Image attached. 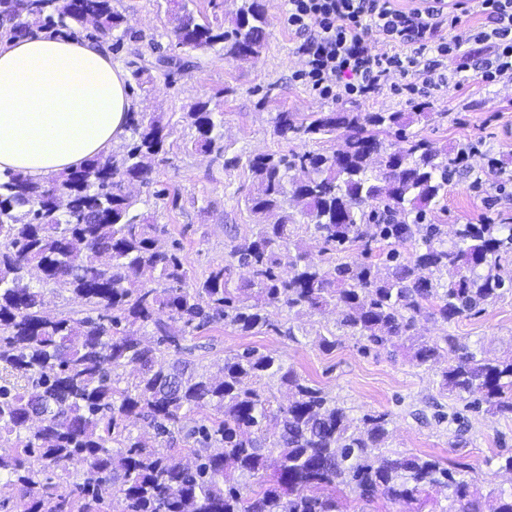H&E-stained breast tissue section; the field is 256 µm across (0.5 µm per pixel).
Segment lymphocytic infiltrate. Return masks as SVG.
I'll return each instance as SVG.
<instances>
[{
  "mask_svg": "<svg viewBox=\"0 0 512 512\" xmlns=\"http://www.w3.org/2000/svg\"><path fill=\"white\" fill-rule=\"evenodd\" d=\"M289 32L301 37V80L320 97L336 102L382 89L412 96L446 82L441 58L456 56L468 71L466 47L485 46L482 77L512 74V0H286ZM483 18L466 26L463 8ZM449 38H441V28Z\"/></svg>",
  "mask_w": 512,
  "mask_h": 512,
  "instance_id": "1",
  "label": "lymphocytic infiltrate"
}]
</instances>
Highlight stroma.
<instances>
[{"instance_id": "stroma-1", "label": "stroma", "mask_w": 512, "mask_h": 512, "mask_svg": "<svg viewBox=\"0 0 512 512\" xmlns=\"http://www.w3.org/2000/svg\"><path fill=\"white\" fill-rule=\"evenodd\" d=\"M270 23L266 46L258 57L226 61L219 49L193 52L173 73L152 71L151 81L131 87L137 111L181 112L199 100L217 99L224 114L226 156L342 149V137L317 142L283 138L273 132L279 112L303 116L311 112H408L407 97L384 89L369 98L339 103L319 98L295 74L305 64L301 39L284 22V0H265ZM116 6L134 28L154 35L168 47L175 7L171 0H117ZM448 83L425 94L434 118L412 130L452 150L466 149L467 169L456 176L427 221L453 232L459 224L512 222V79L483 84L475 71L443 66ZM194 131L175 125L167 142L166 163L154 166L150 182L134 184L142 212L153 215L164 245H176L194 275L221 263L229 229L250 234L256 222L244 198L254 190L248 169H225L224 159L185 150ZM271 320L292 328V335L272 331L247 335L215 324L183 342L184 358L199 370L219 374L225 357L247 347L273 353L302 378L336 398L351 418L386 413L389 431L384 452L439 460L445 467L476 479L482 512H494L498 491L512 490V471L502 468L512 455V419L482 406H468L440 387L441 363L415 366L406 351L364 350L356 336H340L333 351L319 340L337 334L340 312L290 315L270 309ZM417 332L428 337L448 334L481 349L490 359L512 357V293L486 305L475 315L453 323L420 320Z\"/></svg>"}]
</instances>
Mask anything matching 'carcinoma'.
Wrapping results in <instances>:
<instances>
[{
  "label": "carcinoma",
  "mask_w": 512,
  "mask_h": 512,
  "mask_svg": "<svg viewBox=\"0 0 512 512\" xmlns=\"http://www.w3.org/2000/svg\"><path fill=\"white\" fill-rule=\"evenodd\" d=\"M34 26L83 32L116 50L126 38L144 41L114 0H0L1 35L21 37ZM267 26L263 0H241L227 23L183 6L169 50L149 42L151 61L131 52L130 80L140 87L151 69H179L191 51L219 47L227 61L258 55ZM432 119L425 105L276 113L278 136L317 142L341 134L346 148L248 158L255 192L244 204L278 218L249 236L229 235L224 262L201 278L162 245L161 229L125 183H149L174 122L195 130L192 150L225 155L224 113L210 101L167 118L130 113V142L74 171L44 180L0 175V436L17 439L0 451V481L17 491L0 509L109 512L116 499L120 512H345L348 490L406 505L434 492L450 502L448 512H479L473 480L438 460L372 453L388 437L387 414L355 425L271 353L246 348L224 359L220 377L165 354L220 322L246 334L276 331L269 307L300 314L334 306L347 335L404 347L417 366L450 354L440 386L512 418V359H487L456 336L415 333L420 319L451 323L512 292L504 266L512 224H460L448 242L440 225L425 223L466 156L408 132ZM307 236L320 243L319 257L304 246ZM413 241L419 252L407 261L400 247ZM379 242L388 245L380 269L340 258L355 244L370 254ZM242 267L251 278L237 277ZM48 290L69 294L76 308L43 315ZM147 328L156 340L144 344L138 332ZM263 378L288 389V405L273 412L247 387ZM191 413L202 414L184 433L193 441L191 466L146 448L128 429L139 418L165 439ZM76 456L86 464L80 479L69 470ZM229 470L237 473L232 484Z\"/></svg>",
  "instance_id": "1"
}]
</instances>
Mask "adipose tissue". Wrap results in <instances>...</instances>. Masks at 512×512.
<instances>
[{"label":"adipose tissue","instance_id":"1","mask_svg":"<svg viewBox=\"0 0 512 512\" xmlns=\"http://www.w3.org/2000/svg\"><path fill=\"white\" fill-rule=\"evenodd\" d=\"M132 109L104 45L39 30L0 44V174L44 179L108 157Z\"/></svg>","mask_w":512,"mask_h":512}]
</instances>
